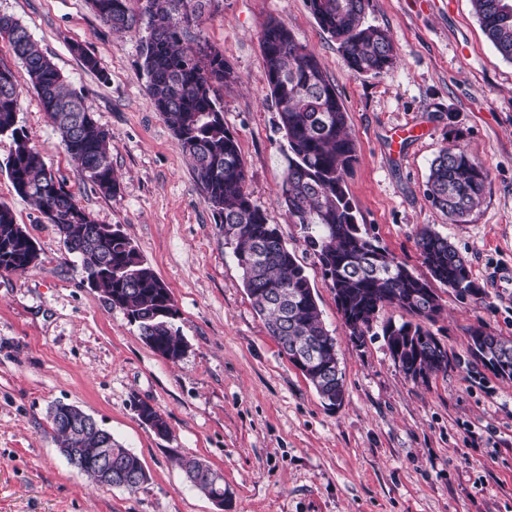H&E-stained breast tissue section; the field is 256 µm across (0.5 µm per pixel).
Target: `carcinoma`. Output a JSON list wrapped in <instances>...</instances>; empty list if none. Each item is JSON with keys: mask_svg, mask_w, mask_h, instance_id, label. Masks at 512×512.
Wrapping results in <instances>:
<instances>
[{"mask_svg": "<svg viewBox=\"0 0 512 512\" xmlns=\"http://www.w3.org/2000/svg\"><path fill=\"white\" fill-rule=\"evenodd\" d=\"M128 0H90L101 22L117 32L134 29L136 16L147 20L148 35L139 55L155 108L193 162L204 199L242 272L244 287L289 362L311 347L315 364L301 373L329 407L342 397L344 379L336 354V337L326 329L304 267L288 248L276 225L255 205L245 189L246 170L239 143L224 125L220 91L238 76L224 55L201 43L183 25L187 12L199 16L203 0H144L136 15ZM319 26L336 40L356 75H380L393 69L396 52L387 30L365 23L371 0H307ZM482 29L503 59L512 62V0H471ZM0 40L24 66L60 144L74 158L96 190L117 193L112 168V134L95 123L83 95L67 88L52 60L26 26L0 15ZM270 94L278 107V128L288 144L287 167L278 201L316 256L336 296L337 310L350 336L364 340L379 311L398 307L418 322L382 327L387 349L399 366L413 369L411 380L425 382L453 366L487 368L512 380V338L494 336L478 326L470 330L465 356L450 359L425 322L441 313L440 296L431 281L464 302L482 289L468 261L447 238L429 226L418 235L422 264L431 279L421 278L369 235L359 224L346 178L358 161L341 96L318 59L280 20L267 21L260 38ZM21 91L13 71L0 65V134H10V178L19 196L54 225L67 253L81 262L94 287L112 308L137 324L142 341L154 352L179 361L186 349L175 319L178 310L169 287L120 229L99 224L50 171L40 150L17 125ZM489 172L461 146L442 149L427 182L431 204L454 224H466L478 207ZM12 210L0 204V272L24 271L39 257L38 247ZM139 420L168 434V424L154 406L141 402ZM51 429L60 448H81L86 457L79 472L101 483L95 462L100 452L112 456V485L137 492L147 481L140 458L117 440L105 443L92 428L70 431L51 412ZM186 480L214 499L224 495V475L197 457L181 459Z\"/></svg>", "mask_w": 512, "mask_h": 512, "instance_id": "carcinoma-1", "label": "carcinoma"}]
</instances>
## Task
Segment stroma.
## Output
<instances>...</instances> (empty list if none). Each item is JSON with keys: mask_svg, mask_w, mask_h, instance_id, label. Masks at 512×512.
<instances>
[{"mask_svg": "<svg viewBox=\"0 0 512 512\" xmlns=\"http://www.w3.org/2000/svg\"><path fill=\"white\" fill-rule=\"evenodd\" d=\"M112 134L113 196L99 193L58 142L27 73L0 40V65L22 91L19 126L79 204L122 228L170 288L187 345L180 361L154 353L136 325L89 288L54 225L14 190L13 149L0 135V204L36 241L23 273L0 272V512H512V381L476 379L460 367L428 382L407 379L380 331L411 313L383 308L364 343L347 334L321 266L277 203L286 141L267 85L260 34L283 21L340 94L358 161L347 177L360 223L415 275L428 277L416 240L423 226L447 236L484 291L460 302L441 290L429 325L450 355L471 328L512 336V63L487 40L470 0H372L369 24L388 30L390 72L347 67L306 0H207L194 30L223 53L237 83L224 88V123L246 165V189L293 250L336 338L345 397L326 406L282 353L254 309L219 224L205 204L180 141L149 96L139 68L145 28L117 34L88 0H0ZM98 61L86 69L70 49ZM412 136L395 144L399 128ZM461 144L490 173L469 223L452 224L427 200L430 165ZM163 413V438L135 411ZM75 404L137 454L148 480L136 494L96 484L52 437L49 411ZM224 475V508L192 487L176 456Z\"/></svg>", "mask_w": 512, "mask_h": 512, "instance_id": "35a3bbf8", "label": "stroma"}]
</instances>
